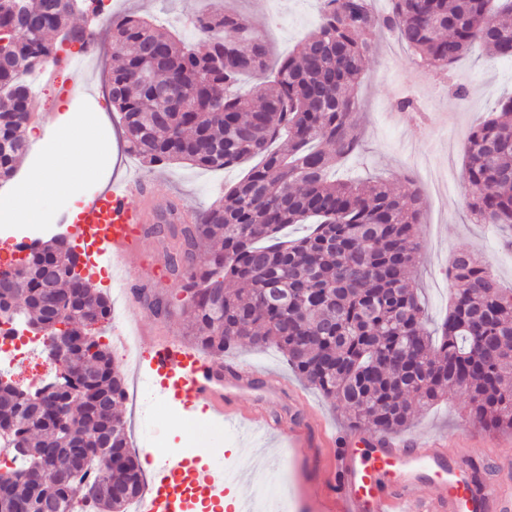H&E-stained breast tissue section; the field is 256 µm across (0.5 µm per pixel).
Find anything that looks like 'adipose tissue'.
<instances>
[{"mask_svg":"<svg viewBox=\"0 0 512 512\" xmlns=\"http://www.w3.org/2000/svg\"><path fill=\"white\" fill-rule=\"evenodd\" d=\"M103 111L68 112L47 128H29L30 165L23 182L0 197V226L50 224L51 201L62 200L78 214L89 188H103L112 174L111 146L100 138L107 129Z\"/></svg>","mask_w":512,"mask_h":512,"instance_id":"ef3b65f1","label":"adipose tissue"}]
</instances>
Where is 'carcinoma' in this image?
<instances>
[{
	"label": "carcinoma",
	"instance_id": "obj_1",
	"mask_svg": "<svg viewBox=\"0 0 512 512\" xmlns=\"http://www.w3.org/2000/svg\"><path fill=\"white\" fill-rule=\"evenodd\" d=\"M66 0H0V182L11 180L27 150L30 94L20 80L34 61L54 57L49 39L69 26ZM113 51L109 97L126 150L143 164L187 162L225 169L259 162L224 190L193 224L168 217L165 271L195 292L182 302L187 336L216 357L246 343L273 346L291 369L348 409L355 427L376 435L407 425L415 410L448 391L466 401L467 420L512 431V291L466 248L448 261L454 296L448 316L427 328L412 271L420 257V189L376 179L329 176L359 152L355 88L386 28L433 71L444 72L476 41L493 58L512 59V0H322L315 30L298 52L270 65L264 39L241 15L208 9L194 25L209 39L189 45L141 17H108ZM272 75L243 97L246 75ZM172 84L173 105L157 87ZM467 206L479 224L512 228V97L464 144ZM307 231L292 240L290 225ZM67 259L51 238L19 274L12 299L28 321L69 326L59 357L86 377L40 405L0 385V436L13 448L15 479L0 487V512H72L78 498L97 512H127L144 478L114 408L125 377L109 346L88 338L86 322L110 320L111 301L88 279L60 280L46 296V266ZM107 468L85 481L82 461ZM110 479L116 492L96 485Z\"/></svg>",
	"mask_w": 512,
	"mask_h": 512
}]
</instances>
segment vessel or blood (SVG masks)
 I'll use <instances>...</instances> for the list:
<instances>
[{
    "label": "vessel or blood",
    "mask_w": 512,
    "mask_h": 512,
    "mask_svg": "<svg viewBox=\"0 0 512 512\" xmlns=\"http://www.w3.org/2000/svg\"><path fill=\"white\" fill-rule=\"evenodd\" d=\"M146 182L126 176L88 198L72 226L77 238L95 236L120 277L141 257L144 216L137 204ZM149 365L168 394L207 402L218 418L270 428L264 377L244 365H222L173 337L154 340ZM254 393L249 404L239 401ZM336 483L330 495L309 490L318 512H512V490L485 479L469 458L449 457L441 440L425 444L382 436L366 448L337 449ZM431 488L419 495L421 485ZM224 498V463L198 448L189 456L162 459L140 503V512H193L195 505Z\"/></svg>",
    "instance_id": "vessel-or-blood-1"
}]
</instances>
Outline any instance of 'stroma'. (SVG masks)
<instances>
[{
	"mask_svg": "<svg viewBox=\"0 0 512 512\" xmlns=\"http://www.w3.org/2000/svg\"><path fill=\"white\" fill-rule=\"evenodd\" d=\"M111 12L154 17L162 30L178 35L186 43L201 45L203 33L187 23V16L205 9L207 0H106ZM224 5L249 19L266 39L272 61L293 53L300 41L316 27L319 0H224ZM112 37L102 30L97 50L90 58L87 71V91L69 99L63 89L69 84L73 71L69 61L56 64L54 75L46 82L39 109L45 114L57 113L63 100H70L75 110L91 107L107 108V78L116 60L112 56ZM466 85L469 98L459 106L446 83L448 80ZM512 95V61L490 62L484 47L473 48L440 75L420 66L414 56L398 43L393 34L380 38L379 48L366 64L356 91L362 119L358 132L363 149L338 169L346 177H382L397 185L412 178L413 167L428 164L432 180L422 184L424 209L418 226L421 245L420 260L413 277L420 288L432 322H440L448 312L452 289L448 283V259L451 252L467 248L490 266L501 285L512 289V250L503 241L511 232L488 224L474 223L467 207L468 187L462 178L463 146L469 130L494 116L499 101ZM414 98L419 110H398V99ZM109 129L116 137L117 162L120 169H130L151 180L150 206H164L169 197L181 199L194 210L207 208L222 192L224 186L240 179L245 166L221 171L205 170L186 163L148 168L126 152L124 130L118 112H111ZM164 247L161 238L147 237L144 244L146 259L134 270L136 283L162 295L181 291L177 281L164 275ZM225 360L253 365L269 373L270 388L286 383L299 394V401L277 396L267 403L272 418L288 420L316 413L318 424L310 433L308 448L297 449V456L306 460L310 483L324 484L334 448L342 436L351 432L348 412L326 400L317 390L299 380L289 369L282 354L268 349L256 351L247 345L226 352ZM172 406L180 411L179 422L135 416L128 404L119 412L126 421L135 453L151 448L156 456L166 449L178 448L187 439L202 447L213 449L218 457L238 459L244 475L234 487L240 498L250 497L263 490L270 497L286 496L288 512H306V505L297 494H284L281 477L273 476L268 460L278 449L287 447L288 438L280 431L261 435L245 427L227 423L219 435H212L215 419L205 408L183 413L180 400ZM465 399L452 394L443 402L417 411L411 425L397 432L396 440L426 442L435 435L447 437L448 451L453 455L473 457L481 474L499 477L498 462L512 458V431L486 433L484 441L469 436L472 424L463 418Z\"/></svg>",
	"mask_w": 512,
	"mask_h": 512,
	"instance_id": "stroma-1",
	"label": "stroma"
}]
</instances>
